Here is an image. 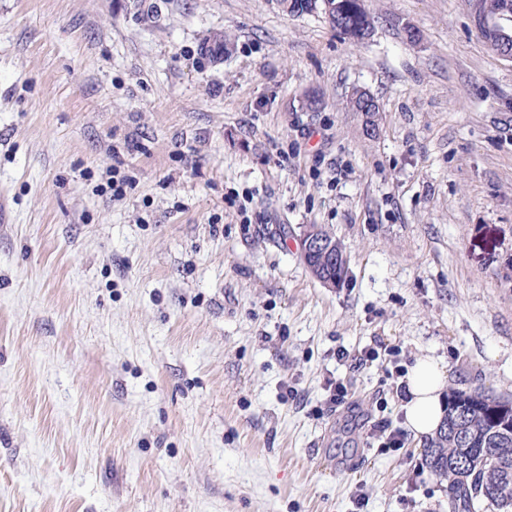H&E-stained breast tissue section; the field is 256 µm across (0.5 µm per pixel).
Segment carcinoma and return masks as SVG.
I'll use <instances>...</instances> for the list:
<instances>
[{
	"mask_svg": "<svg viewBox=\"0 0 512 512\" xmlns=\"http://www.w3.org/2000/svg\"><path fill=\"white\" fill-rule=\"evenodd\" d=\"M359 0H342L332 29L353 40L367 38L375 18ZM425 466L448 483L451 512L492 506L512 512V400L484 391L452 389L447 415L425 451Z\"/></svg>",
	"mask_w": 512,
	"mask_h": 512,
	"instance_id": "obj_1",
	"label": "carcinoma"
}]
</instances>
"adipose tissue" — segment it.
Returning a JSON list of instances; mask_svg holds the SVG:
<instances>
[{"instance_id": "1", "label": "adipose tissue", "mask_w": 512, "mask_h": 512, "mask_svg": "<svg viewBox=\"0 0 512 512\" xmlns=\"http://www.w3.org/2000/svg\"><path fill=\"white\" fill-rule=\"evenodd\" d=\"M444 389V370L438 360H418L409 371L403 412L414 436L430 435L439 428L446 409Z\"/></svg>"}]
</instances>
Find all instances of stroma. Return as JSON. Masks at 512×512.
<instances>
[{
    "instance_id": "1",
    "label": "stroma",
    "mask_w": 512,
    "mask_h": 512,
    "mask_svg": "<svg viewBox=\"0 0 512 512\" xmlns=\"http://www.w3.org/2000/svg\"><path fill=\"white\" fill-rule=\"evenodd\" d=\"M364 5L354 44L271 0H0V512H449L396 387L512 395V62L467 0ZM309 227L317 228L319 232L318 230L305 232L302 240L303 252L306 253V255L311 254L321 256V261L324 263L327 262V265L336 266V263H338V265L342 264L344 267H347L349 263L347 254H343L341 252L336 254V248L339 251H345L342 243L339 240H337L335 236H333L330 232H328L327 230L323 229L318 225L312 224L309 225ZM322 234L328 238H331L332 241H336V243L330 242ZM303 252L302 258L303 261L305 262Z\"/></svg>"
}]
</instances>
